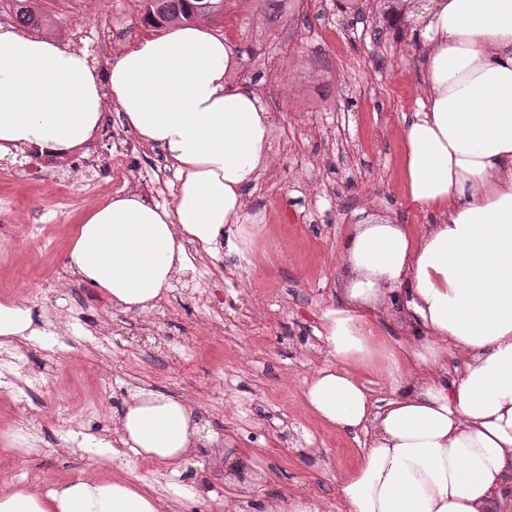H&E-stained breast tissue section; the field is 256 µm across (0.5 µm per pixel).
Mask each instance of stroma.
<instances>
[{
    "instance_id": "obj_1",
    "label": "stroma",
    "mask_w": 512,
    "mask_h": 512,
    "mask_svg": "<svg viewBox=\"0 0 512 512\" xmlns=\"http://www.w3.org/2000/svg\"><path fill=\"white\" fill-rule=\"evenodd\" d=\"M298 0L295 13L270 19L263 0H224L210 19L245 57L228 76L262 96L277 118L270 169L245 191V222L262 231L238 254L212 257L215 274L193 266L179 273L161 305L163 321L113 307L95 288L68 279L61 288L29 295L18 273L49 278L64 269L77 224L92 206L114 196L108 180L84 186L70 160L43 169L34 184L22 179L30 159L0 161V206L11 205L13 224L0 230V301L24 302L47 332L27 350V367L53 368L52 380L27 399L0 393V458L15 457V435L46 433L49 443L25 461L44 485L101 470L78 445L87 436L113 435L129 395L138 389L189 398L209 429L238 463L265 473L260 485L236 471L217 482L224 466L210 449L170 467V482L154 489L161 510L201 512L219 498L257 512L256 502L296 493L339 512V473L366 449L365 432L343 434L321 422L304 398V381L326 357L321 315L335 304L340 255L350 225L365 214L414 227L431 214L411 207L401 177L402 130L424 90L415 56L410 0ZM144 0H112L105 14L51 13L49 36L89 50L106 68L110 45L128 46L150 35ZM289 70H281L283 57ZM293 86L282 96V83ZM168 161L159 148L140 144L129 168L160 203L173 199L175 176L161 178ZM71 181L78 200L64 209L52 192ZM70 322L71 340L56 333ZM224 323L211 333V321ZM99 332L106 352L75 344ZM190 344L192 355L182 346Z\"/></svg>"
}]
</instances>
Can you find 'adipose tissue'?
<instances>
[{"label": "adipose tissue", "mask_w": 512, "mask_h": 512, "mask_svg": "<svg viewBox=\"0 0 512 512\" xmlns=\"http://www.w3.org/2000/svg\"><path fill=\"white\" fill-rule=\"evenodd\" d=\"M426 95L403 128L402 179L435 220L352 225L336 304L322 314L327 363L305 384L323 422L370 440L338 480L345 512H512V0H428L416 15ZM238 57L206 21L170 24L107 69L58 40L0 25V156L64 155L97 132L113 101L136 137L175 168L172 202L120 193L88 211L67 269L113 306L144 312L190 259L238 250L246 187L269 167L275 118L230 85ZM31 310L0 301V342L45 336ZM464 357L448 373L449 354ZM384 378L371 402L358 370ZM122 442L180 465L201 441L182 399L135 391ZM0 512H158L125 480L78 477L43 493L0 492Z\"/></svg>", "instance_id": "obj_1"}]
</instances>
